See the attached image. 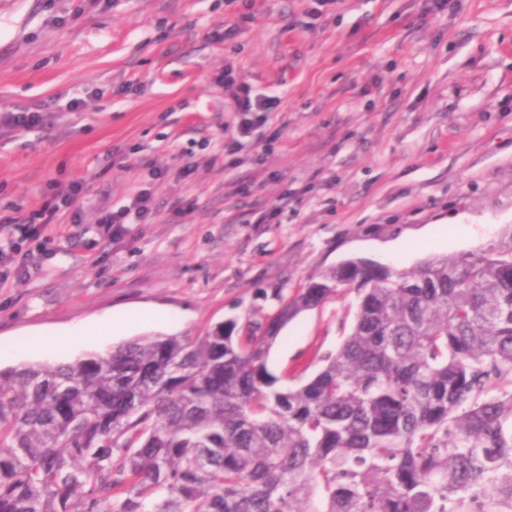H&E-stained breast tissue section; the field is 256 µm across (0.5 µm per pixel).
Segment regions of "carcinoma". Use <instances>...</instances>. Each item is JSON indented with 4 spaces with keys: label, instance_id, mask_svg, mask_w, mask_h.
<instances>
[{
    "label": "carcinoma",
    "instance_id": "obj_1",
    "mask_svg": "<svg viewBox=\"0 0 512 512\" xmlns=\"http://www.w3.org/2000/svg\"><path fill=\"white\" fill-rule=\"evenodd\" d=\"M342 288L350 332L288 384L280 331ZM0 512H512V245L350 259L257 329L0 369Z\"/></svg>",
    "mask_w": 512,
    "mask_h": 512
}]
</instances>
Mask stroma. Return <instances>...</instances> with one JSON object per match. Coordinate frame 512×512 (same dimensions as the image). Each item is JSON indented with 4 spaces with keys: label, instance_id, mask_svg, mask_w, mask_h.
Listing matches in <instances>:
<instances>
[{
    "label": "stroma",
    "instance_id": "1",
    "mask_svg": "<svg viewBox=\"0 0 512 512\" xmlns=\"http://www.w3.org/2000/svg\"><path fill=\"white\" fill-rule=\"evenodd\" d=\"M75 6L0 0V112L51 115L0 138V215L85 184L0 285L1 368L261 324L347 259L403 270L512 244V0H112L76 19ZM237 17L235 38L210 41ZM229 66L281 99L236 153L221 149L238 122L218 85ZM134 187L149 222L101 236V207ZM355 300L341 290L289 323L270 370L314 374ZM91 324L99 335L73 336Z\"/></svg>",
    "mask_w": 512,
    "mask_h": 512
}]
</instances>
